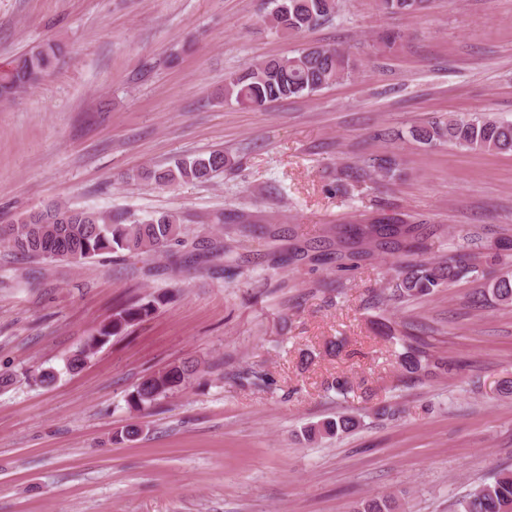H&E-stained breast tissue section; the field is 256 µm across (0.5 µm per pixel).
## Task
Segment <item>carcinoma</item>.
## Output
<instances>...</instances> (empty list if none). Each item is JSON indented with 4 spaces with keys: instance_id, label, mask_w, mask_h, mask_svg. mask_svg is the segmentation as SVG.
Masks as SVG:
<instances>
[{
    "instance_id": "carcinoma-1",
    "label": "carcinoma",
    "mask_w": 512,
    "mask_h": 512,
    "mask_svg": "<svg viewBox=\"0 0 512 512\" xmlns=\"http://www.w3.org/2000/svg\"><path fill=\"white\" fill-rule=\"evenodd\" d=\"M377 8L387 14H414L426 8L428 0H376ZM272 8L263 22L283 37L313 28L332 19L341 7L340 0H271ZM61 47L44 43L31 47L11 66L0 70V100L14 98L22 87L32 86L49 74L56 65ZM359 60L336 48L315 46L287 57H272L224 77V101L244 109L291 97L315 95L330 85L354 76ZM414 141L426 146L450 145L463 152L512 154V122L483 113L470 118L450 116L435 119L410 130ZM231 165L222 151L190 158H176L162 169L147 172L160 185L179 182H207ZM383 179L398 176L396 160L382 159L361 167H346L345 180L358 183L368 173ZM179 217L162 214L146 221H129L121 215L93 212L65 206L48 205L22 214L10 224H0V246L16 255L32 259L56 260L69 254L74 261H89L104 254L124 253L138 256L162 251L179 238ZM336 238L331 256H314L312 260L336 263L346 269L358 262L371 261L380 249L397 253L395 275L389 300L406 302L432 296L439 289L472 277H488L477 305L493 302L512 306V272L504 269L503 251L509 249L504 237L495 246L478 250V238L469 233L458 237L450 253L431 255L430 236L420 225L403 218L381 214L362 224H336L327 229ZM268 256L272 265L292 264L308 258L304 247L272 245ZM163 302L161 297H145L112 313V319L87 337L82 347L66 363L74 372L82 369L91 355L111 337L122 335L135 325L149 320ZM402 346L397 355L402 373L414 378L432 369L448 368L445 358L431 354L433 344L417 333L411 322L396 337ZM205 367L197 361L173 363L140 378L128 395L130 408L139 413L153 409L160 398L179 391ZM361 426L360 417L349 411L312 423L304 428L303 437L314 443L323 437H339ZM391 496H376L360 501L351 512H394ZM456 512H512V471L501 470L479 487L454 503Z\"/></svg>"
}]
</instances>
